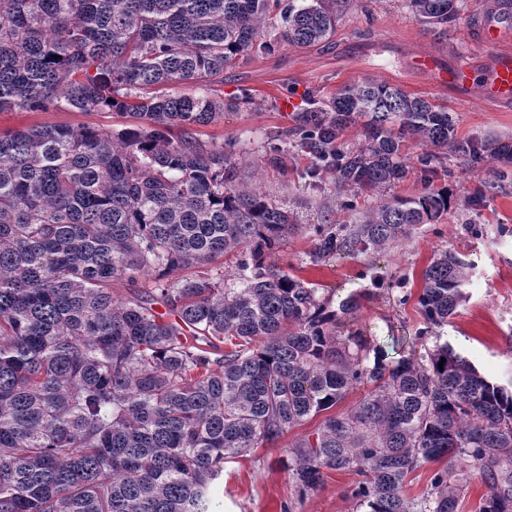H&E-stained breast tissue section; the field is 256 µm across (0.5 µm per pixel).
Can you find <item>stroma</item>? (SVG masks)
Masks as SVG:
<instances>
[{"mask_svg":"<svg viewBox=\"0 0 512 512\" xmlns=\"http://www.w3.org/2000/svg\"><path fill=\"white\" fill-rule=\"evenodd\" d=\"M349 7L328 40L303 48L282 43L265 51L252 50L225 68L224 80L211 86L214 97L241 98L237 110L193 130L204 144L237 143L236 186L257 188L296 217L302 231L288 237L276 261L300 279L311 282L321 298L338 306L352 294L361 295L356 323L373 346L395 361L421 351L418 331L423 323L414 301L422 288V272L442 250L460 252L473 266L464 286L465 301L437 335L448 341L486 378L512 383V181L494 183L486 165L471 167L451 157L455 176L447 182L454 192L447 219L422 224L411 236L385 252L366 251L312 262L311 224H346L340 210L336 176L325 171L305 175L312 159L290 149L286 167L266 160L267 145L285 136L309 111L326 107L343 88L372 80L401 89L412 97L447 106L459 138L512 143V103L483 101L478 88L457 92L417 73L412 62L429 57L436 70L456 64L484 68L489 50L468 30L479 0H461L457 19L439 37L416 21L405 0H364ZM299 97L292 111L281 99ZM126 117L109 111L0 112V132L31 125L94 126L116 130ZM481 226L471 235L468 224ZM411 301L400 303L402 292ZM321 416L306 417L275 445L225 463L224 475L212 491L211 512H356L351 490L358 481L349 471L326 472L322 486L298 496L282 466L288 448L314 433Z\"/></svg>","mask_w":512,"mask_h":512,"instance_id":"stroma-1","label":"stroma"}]
</instances>
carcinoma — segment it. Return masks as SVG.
<instances>
[{
	"label": "carcinoma",
	"instance_id": "carcinoma-1",
	"mask_svg": "<svg viewBox=\"0 0 512 512\" xmlns=\"http://www.w3.org/2000/svg\"><path fill=\"white\" fill-rule=\"evenodd\" d=\"M353 2L0 0V112L140 120L0 132V512H210L225 461L276 444L358 385L370 391L357 406L288 448L299 496L326 470L351 471L360 512H458L469 474H449L463 464L486 487L478 512H512V389L433 335L465 299L466 255L442 252L423 271L424 353L372 357L343 331L358 298L331 310L276 263L295 223L262 191L232 186L237 144L170 137L238 107L208 86L240 55L319 43ZM408 7L446 37L459 2ZM174 83L197 87L164 90ZM360 119L365 143L350 146L341 136ZM291 136L314 156L311 176L330 169L372 194L406 177L410 139L425 146L415 165L426 178L444 149L512 179L511 144L460 139L446 107L373 81ZM450 208L448 187H428L352 229L315 224L313 257L384 251ZM231 251L237 273L213 274ZM118 281L127 294L113 293ZM425 462L446 467L409 503L405 482Z\"/></svg>",
	"mask_w": 512,
	"mask_h": 512
}]
</instances>
